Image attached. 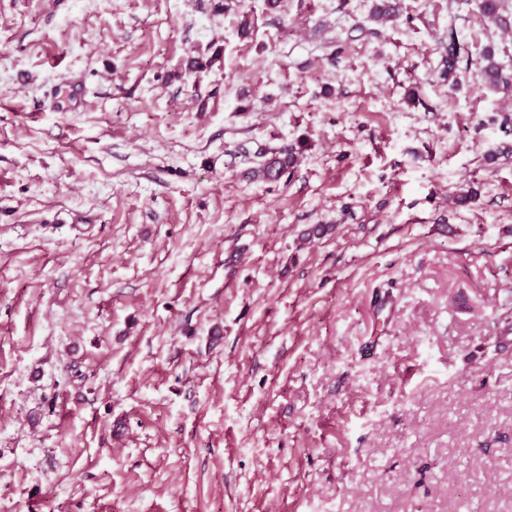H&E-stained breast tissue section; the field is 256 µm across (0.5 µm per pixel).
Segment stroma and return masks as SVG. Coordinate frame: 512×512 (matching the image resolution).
Instances as JSON below:
<instances>
[{"instance_id":"35a3bbf8","label":"stroma","mask_w":512,"mask_h":512,"mask_svg":"<svg viewBox=\"0 0 512 512\" xmlns=\"http://www.w3.org/2000/svg\"><path fill=\"white\" fill-rule=\"evenodd\" d=\"M399 2L0 0V512H512V0ZM480 66L481 80L492 88L507 87L511 79L503 74V70L494 58L491 50L485 51ZM294 156L292 154H284V156L274 155L271 158L263 161L257 168L251 170L253 178H261L265 180H273L280 176V174L288 169L294 163Z\"/></svg>"}]
</instances>
